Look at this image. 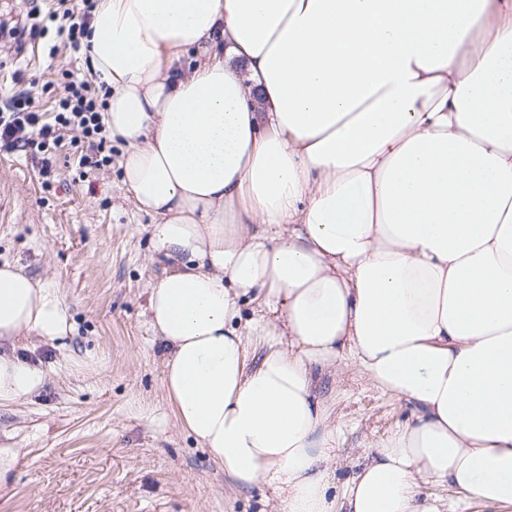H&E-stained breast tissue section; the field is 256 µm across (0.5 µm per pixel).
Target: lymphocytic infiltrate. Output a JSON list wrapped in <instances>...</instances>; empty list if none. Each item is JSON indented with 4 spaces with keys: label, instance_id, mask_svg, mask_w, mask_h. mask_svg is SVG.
Returning <instances> with one entry per match:
<instances>
[{
    "label": "lymphocytic infiltrate",
    "instance_id": "f902f5d3",
    "mask_svg": "<svg viewBox=\"0 0 512 512\" xmlns=\"http://www.w3.org/2000/svg\"><path fill=\"white\" fill-rule=\"evenodd\" d=\"M82 16L74 18L69 0H56L46 14L33 15L32 35L54 33L49 55L60 49H79L92 18L96 0H81ZM55 82L61 95L52 112L34 110L31 93L12 96L0 110V149L15 152L34 147L42 152L40 171L53 170L52 149L60 147L64 132H72V145L80 149V167L101 168L112 162V140L103 121L106 99L88 76L70 70L56 73Z\"/></svg>",
    "mask_w": 512,
    "mask_h": 512
}]
</instances>
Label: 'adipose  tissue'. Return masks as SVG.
<instances>
[{
  "mask_svg": "<svg viewBox=\"0 0 512 512\" xmlns=\"http://www.w3.org/2000/svg\"><path fill=\"white\" fill-rule=\"evenodd\" d=\"M84 43L173 265L146 316L180 428L279 512H443L425 478L512 512V0H98ZM70 329L0 264V345ZM343 364L412 415L336 500ZM45 382L0 353V404Z\"/></svg>",
  "mask_w": 512,
  "mask_h": 512,
  "instance_id": "1",
  "label": "adipose tissue"
}]
</instances>
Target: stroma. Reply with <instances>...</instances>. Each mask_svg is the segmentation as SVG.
I'll return each mask as SVG.
<instances>
[{"label":"stroma","mask_w":512,"mask_h":512,"mask_svg":"<svg viewBox=\"0 0 512 512\" xmlns=\"http://www.w3.org/2000/svg\"><path fill=\"white\" fill-rule=\"evenodd\" d=\"M49 0H0V22L15 30L0 54V104L32 91L59 68L85 69L86 51L48 59L44 37L28 33L31 11ZM123 146L112 163L77 179L71 146L55 154L56 178L41 186L29 154L0 151V263L59 290L67 336L28 334L11 355L46 370L31 398L0 405V448L15 463L0 483V512H275L270 489H239L176 422L161 388L165 350L149 329L148 288L163 276L151 259L152 215L121 183ZM319 391L339 433L328 465L329 492L342 496L368 445L411 418L410 405L376 389L355 368L320 375Z\"/></svg>","instance_id":"obj_1"}]
</instances>
